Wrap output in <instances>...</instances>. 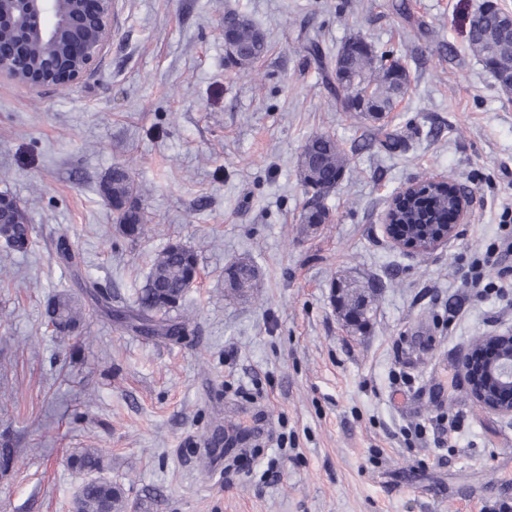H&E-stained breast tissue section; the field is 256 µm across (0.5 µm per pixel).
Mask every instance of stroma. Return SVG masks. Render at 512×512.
<instances>
[{
  "label": "stroma",
  "mask_w": 512,
  "mask_h": 512,
  "mask_svg": "<svg viewBox=\"0 0 512 512\" xmlns=\"http://www.w3.org/2000/svg\"><path fill=\"white\" fill-rule=\"evenodd\" d=\"M483 0H112L111 36L76 84L31 88L0 77V192L34 227L25 253L0 244V512H73L82 474L67 461L104 448L105 480L126 512H500L512 504V419L476 405L463 348L512 329V252L464 281L512 229V92L467 47ZM405 4L425 38L395 15ZM248 16L269 50L240 69L224 16ZM327 60L350 37L400 61L411 86L386 120L395 139L335 103ZM335 137L348 168L332 220L301 224L306 138ZM121 167L141 186L154 230L130 240L103 188ZM442 174L472 195L447 246L408 255L380 218L393 191ZM180 241L199 276L181 340L139 336L92 312L57 336L53 294L111 290L132 305L155 254ZM253 262L261 286L232 293L224 269ZM364 286L362 328L332 285ZM241 447L201 467L216 432ZM502 250H500V247H491L488 248L483 256L482 259H478L475 261L472 265V272L470 277H467L466 279V285L472 288H483L486 290V288H494V286H491V283L483 284V275L481 273V269L483 266L490 267L497 264L498 261V254L502 251H512V240H506L501 245Z\"/></svg>",
  "instance_id": "35a3bbf8"
}]
</instances>
